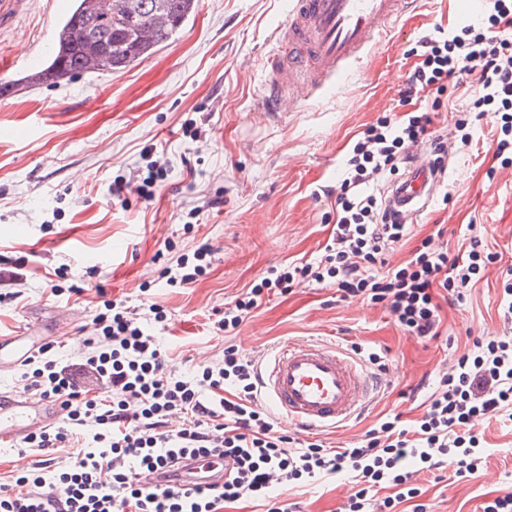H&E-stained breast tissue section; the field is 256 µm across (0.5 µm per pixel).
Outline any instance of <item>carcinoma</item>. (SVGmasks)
Segmentation results:
<instances>
[{
	"mask_svg": "<svg viewBox=\"0 0 512 512\" xmlns=\"http://www.w3.org/2000/svg\"><path fill=\"white\" fill-rule=\"evenodd\" d=\"M197 7L198 0H73L40 68L41 83L127 69L164 46Z\"/></svg>",
	"mask_w": 512,
	"mask_h": 512,
	"instance_id": "carcinoma-1",
	"label": "carcinoma"
}]
</instances>
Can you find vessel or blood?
Listing matches in <instances>:
<instances>
[{
	"label": "vessel or blood",
	"mask_w": 512,
	"mask_h": 512,
	"mask_svg": "<svg viewBox=\"0 0 512 512\" xmlns=\"http://www.w3.org/2000/svg\"><path fill=\"white\" fill-rule=\"evenodd\" d=\"M410 0H291L288 19L275 31L293 71L311 70L309 93L342 86L365 56L372 38L383 36ZM285 89L279 62L263 85V111H277ZM441 182L438 171L414 167L393 187L389 205L401 222L420 215ZM44 336H0V370L22 364ZM262 394L280 416L299 429L339 427L366 411L374 391L370 374L341 348L320 342L295 343L260 365ZM59 403L29 392L0 388V446H16L56 427Z\"/></svg>",
	"instance_id": "vessel-or-blood-1"
}]
</instances>
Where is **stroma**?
<instances>
[{
	"mask_svg": "<svg viewBox=\"0 0 512 512\" xmlns=\"http://www.w3.org/2000/svg\"><path fill=\"white\" fill-rule=\"evenodd\" d=\"M287 3L199 0L183 29L132 68L22 88L29 57L48 54L59 14L54 0H0V54L15 61L0 86L17 88L0 100V334L73 312L76 321L51 356L77 361L95 335L93 307L105 297L167 310L162 343L178 378L220 359L228 343L256 362L290 341L339 345L383 385L368 412L345 428L297 434L336 447L374 427L382 413L417 418L439 369L474 338L512 330L500 307L512 280V162L496 157L499 129L488 116L474 125L477 143L461 151L456 121L472 87L439 95L433 129L443 145L442 182L410 224V244L389 252L387 262L403 263L439 228V245L456 250L472 224L486 228L498 254L466 301L444 309L439 339L418 342L382 306L307 285L272 297L232 339L214 332L225 303L244 287L326 244L345 156L367 125L394 111L416 62L411 48L435 26L466 24L448 0H416L341 89L313 98L294 84L279 112L269 114L259 95ZM146 146L153 149L148 158L141 155ZM151 160L165 174L155 196L113 198V181L143 178ZM203 242L213 250L206 274L186 288L168 286L163 269ZM57 285L78 292L54 293ZM372 353L379 363L369 361ZM480 430L489 457L478 477L457 480L450 467L414 474L430 512H481L488 491L512 492V421L502 415ZM351 486L320 479L279 488L278 498L302 512H342Z\"/></svg>",
	"mask_w": 512,
	"mask_h": 512,
	"instance_id": "obj_1",
	"label": "stroma"
}]
</instances>
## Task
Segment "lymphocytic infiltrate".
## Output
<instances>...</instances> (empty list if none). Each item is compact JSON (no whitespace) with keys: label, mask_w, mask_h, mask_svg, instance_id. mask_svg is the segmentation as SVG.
<instances>
[{"label":"lymphocytic infiltrate","mask_w":512,"mask_h":512,"mask_svg":"<svg viewBox=\"0 0 512 512\" xmlns=\"http://www.w3.org/2000/svg\"><path fill=\"white\" fill-rule=\"evenodd\" d=\"M415 53L419 61L400 91L407 113L379 116L346 155L331 242L313 260L269 268L225 304L216 331L232 336L271 296L315 283L383 305L417 339L438 337L443 303L463 301L480 270L481 240L471 237L452 256L426 238L404 264L385 269L384 252L405 242L408 227L379 203L374 185L399 171L410 147L427 135L428 93L451 84H474L468 115L494 113L502 133L497 151L512 149V0H489L484 27L436 28L418 40ZM468 115L458 121L466 148L473 140ZM93 321L101 334L86 340L80 362L61 367L39 354L27 360L29 389L60 402L65 415L54 431L31 435L26 446L42 455L65 446L72 452L63 470L23 471L14 489L0 487V512H225L241 501L265 499L275 485L344 472L354 473L357 484L346 512H394L421 494L412 484V466L433 471L451 464L456 478H474L487 460L478 426L512 405V337L487 336L439 375L420 419L382 418L339 448L302 445L263 407L256 365L236 345L225 346L221 361L181 379L169 371L166 352L149 329L167 322L158 304L142 313L106 300ZM91 375L105 382L104 395L89 396L81 386ZM174 416L182 420L176 430L168 427ZM90 426L92 450L78 441ZM209 456L232 463L222 486H148L140 479L171 462L187 465Z\"/></svg>","instance_id":"lymphocytic-infiltrate-1"}]
</instances>
